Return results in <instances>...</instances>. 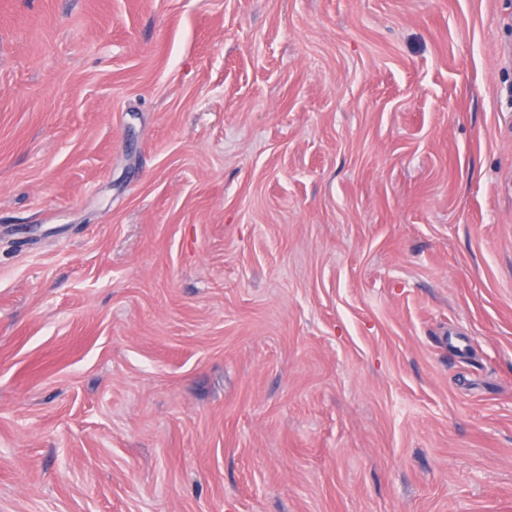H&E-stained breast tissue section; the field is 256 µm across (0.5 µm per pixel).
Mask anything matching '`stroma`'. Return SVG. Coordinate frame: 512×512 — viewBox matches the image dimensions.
<instances>
[{
	"label": "stroma",
	"instance_id": "35a3bbf8",
	"mask_svg": "<svg viewBox=\"0 0 512 512\" xmlns=\"http://www.w3.org/2000/svg\"><path fill=\"white\" fill-rule=\"evenodd\" d=\"M0 512H512V0H0Z\"/></svg>",
	"mask_w": 512,
	"mask_h": 512
}]
</instances>
